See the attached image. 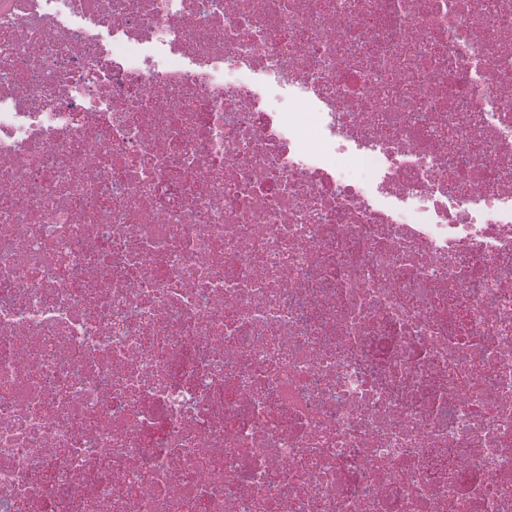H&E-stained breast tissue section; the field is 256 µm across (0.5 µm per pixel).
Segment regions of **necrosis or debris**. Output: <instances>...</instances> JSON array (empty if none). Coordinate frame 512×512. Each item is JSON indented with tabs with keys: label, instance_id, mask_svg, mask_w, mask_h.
<instances>
[{
	"label": "necrosis or debris",
	"instance_id": "4bbe7bcc",
	"mask_svg": "<svg viewBox=\"0 0 512 512\" xmlns=\"http://www.w3.org/2000/svg\"><path fill=\"white\" fill-rule=\"evenodd\" d=\"M0 512H512V0H0Z\"/></svg>",
	"mask_w": 512,
	"mask_h": 512
}]
</instances>
